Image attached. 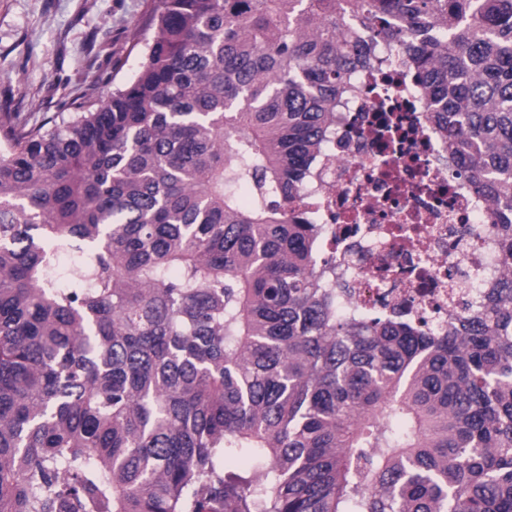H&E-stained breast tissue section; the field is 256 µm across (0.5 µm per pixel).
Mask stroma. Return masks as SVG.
<instances>
[{"label":"stroma","mask_w":512,"mask_h":512,"mask_svg":"<svg viewBox=\"0 0 512 512\" xmlns=\"http://www.w3.org/2000/svg\"><path fill=\"white\" fill-rule=\"evenodd\" d=\"M153 0H0V108L38 119L76 89L110 92L141 65Z\"/></svg>","instance_id":"obj_1"}]
</instances>
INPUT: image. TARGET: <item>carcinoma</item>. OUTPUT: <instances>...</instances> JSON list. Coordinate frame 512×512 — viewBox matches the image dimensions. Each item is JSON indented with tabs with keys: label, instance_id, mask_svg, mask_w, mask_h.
<instances>
[{
	"label": "carcinoma",
	"instance_id": "obj_1",
	"mask_svg": "<svg viewBox=\"0 0 512 512\" xmlns=\"http://www.w3.org/2000/svg\"><path fill=\"white\" fill-rule=\"evenodd\" d=\"M148 28L108 95L0 112V512H512V0H157ZM362 28L496 208L502 278L446 329L341 312L294 206Z\"/></svg>",
	"mask_w": 512,
	"mask_h": 512
}]
</instances>
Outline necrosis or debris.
<instances>
[{"label":"necrosis or debris","mask_w":512,"mask_h":512,"mask_svg":"<svg viewBox=\"0 0 512 512\" xmlns=\"http://www.w3.org/2000/svg\"><path fill=\"white\" fill-rule=\"evenodd\" d=\"M336 101L297 205L344 312L432 329L477 314L502 274L491 202L463 179L398 50L380 42Z\"/></svg>","instance_id":"4bbe7bcc"}]
</instances>
